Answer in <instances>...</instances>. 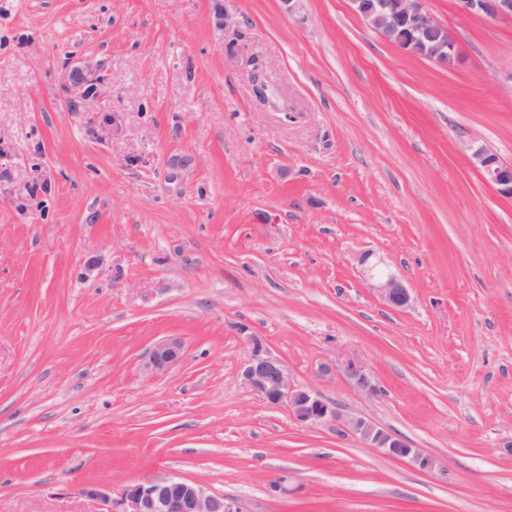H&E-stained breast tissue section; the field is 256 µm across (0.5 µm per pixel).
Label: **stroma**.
<instances>
[{
    "instance_id": "1",
    "label": "stroma",
    "mask_w": 512,
    "mask_h": 512,
    "mask_svg": "<svg viewBox=\"0 0 512 512\" xmlns=\"http://www.w3.org/2000/svg\"><path fill=\"white\" fill-rule=\"evenodd\" d=\"M424 6L450 66L350 0H0V512H106L159 474L243 512H512V198L471 159L512 164V23ZM244 326L447 480L267 406ZM372 278L377 279V288L388 306L404 308L409 305L411 300L409 290L397 276L383 270H376ZM183 355V342L177 337H167L154 342L151 346L146 367L149 371L160 374L177 363ZM344 372L350 382L362 393L368 396H378V387L362 365L350 363Z\"/></svg>"
}]
</instances>
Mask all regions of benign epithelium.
<instances>
[{"label": "benign epithelium", "mask_w": 512, "mask_h": 512, "mask_svg": "<svg viewBox=\"0 0 512 512\" xmlns=\"http://www.w3.org/2000/svg\"><path fill=\"white\" fill-rule=\"evenodd\" d=\"M355 11L367 17L377 28L391 31L399 23H409L423 29H442V25L428 10L422 0H351ZM458 12L480 15L496 21L512 20V0H455ZM485 180L499 194L512 195V166L503 164L493 155L483 151L474 153ZM377 288L392 308L409 305L408 288L395 275L378 270L373 274ZM240 340L246 354L242 377L264 402L274 408H285L298 423L305 426L332 424L339 434L359 437L367 447L382 454L411 463L418 470L444 478L447 469L441 461L421 448L373 422L347 416L336 405L319 397L315 392L295 385L285 362L274 356L264 340L240 328ZM183 355V342L177 337H167L151 346L146 367L160 374L177 363ZM345 375L362 393L376 396L378 387L366 369L356 363L345 368ZM107 512H242L237 500L210 492L202 484L174 475H159L145 482L123 486L111 502Z\"/></svg>", "instance_id": "benign-epithelium-1"}]
</instances>
